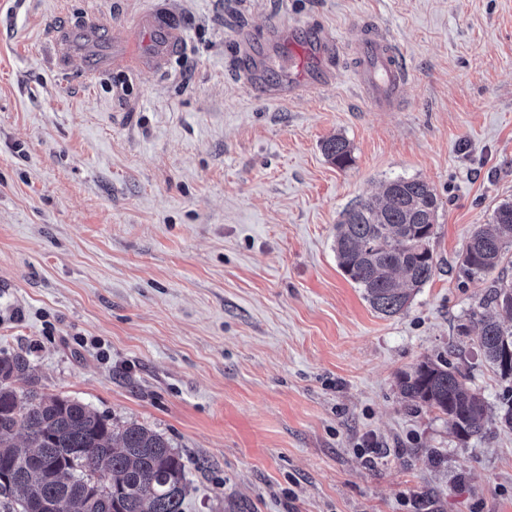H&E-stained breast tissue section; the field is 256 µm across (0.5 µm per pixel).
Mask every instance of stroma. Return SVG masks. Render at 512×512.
I'll return each mask as SVG.
<instances>
[{"instance_id": "35a3bbf8", "label": "stroma", "mask_w": 512, "mask_h": 512, "mask_svg": "<svg viewBox=\"0 0 512 512\" xmlns=\"http://www.w3.org/2000/svg\"><path fill=\"white\" fill-rule=\"evenodd\" d=\"M152 0H0V353L21 391L161 434L187 463L184 512H512V402L458 327L512 251L470 278L474 227L512 201V0H153L185 34L165 69L122 58L85 82L56 45L133 37ZM331 32V82L272 99L291 44ZM407 80L373 108L361 35ZM343 135L352 164L321 143ZM419 178L438 209L432 279L392 317L343 274V212ZM445 359L490 408L466 441L399 380Z\"/></svg>"}]
</instances>
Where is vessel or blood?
<instances>
[{"label":"vessel or blood","instance_id":"vessel-or-blood-1","mask_svg":"<svg viewBox=\"0 0 512 512\" xmlns=\"http://www.w3.org/2000/svg\"><path fill=\"white\" fill-rule=\"evenodd\" d=\"M139 42L134 46L112 44L113 55L132 58L136 69L161 70L183 45L182 31L171 21L168 13L152 6L141 11L135 20ZM327 36H311L305 46L302 61L284 55L279 63L282 78L295 96L313 91L327 74L322 65V49L328 46ZM360 83L375 103L387 108L393 96L406 81V71L394 44L384 33H376L362 41Z\"/></svg>","mask_w":512,"mask_h":512}]
</instances>
